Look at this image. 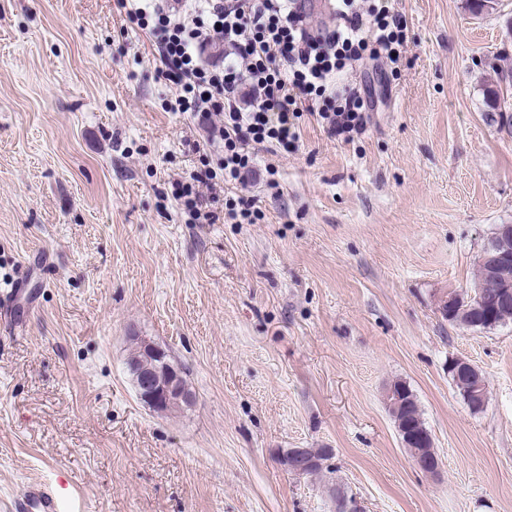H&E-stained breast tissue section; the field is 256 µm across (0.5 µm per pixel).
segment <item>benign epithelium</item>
<instances>
[{
  "mask_svg": "<svg viewBox=\"0 0 512 512\" xmlns=\"http://www.w3.org/2000/svg\"><path fill=\"white\" fill-rule=\"evenodd\" d=\"M512 259V224H500L496 232L479 259L485 279L498 284L499 292L495 305L504 307L512 301V282L504 277L503 271ZM440 306L448 317L454 319L465 315L473 316L478 312L490 309L484 301L463 305L453 295L441 298ZM142 352L152 361V366L137 371L139 377L138 397L140 401L157 413H167L172 409H182L192 401V393L182 384L179 369L173 366L166 358L165 350L151 339L144 336H134ZM418 446L415 459L422 469L433 472L439 471L441 460L435 454H428L426 449L431 446V437L419 432L408 436ZM281 464L294 475L304 473L305 449L293 448L281 459Z\"/></svg>",
  "mask_w": 512,
  "mask_h": 512,
  "instance_id": "7a95c632",
  "label": "benign epithelium"
}]
</instances>
